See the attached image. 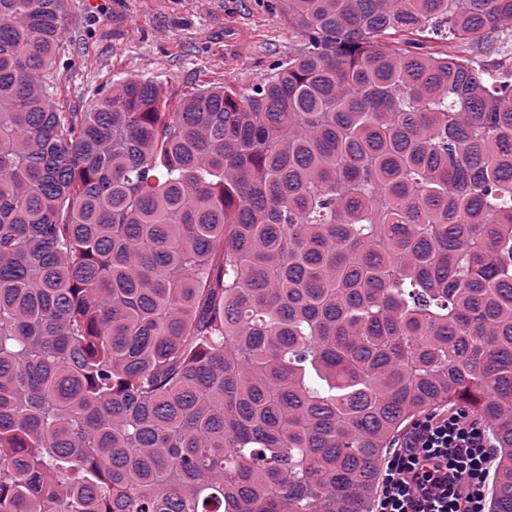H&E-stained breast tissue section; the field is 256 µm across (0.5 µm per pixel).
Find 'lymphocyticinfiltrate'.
<instances>
[{"instance_id":"obj_1","label":"lymphocytic infiltrate","mask_w":512,"mask_h":512,"mask_svg":"<svg viewBox=\"0 0 512 512\" xmlns=\"http://www.w3.org/2000/svg\"><path fill=\"white\" fill-rule=\"evenodd\" d=\"M494 460L486 425L466 409L428 413L381 461L374 512H486Z\"/></svg>"}]
</instances>
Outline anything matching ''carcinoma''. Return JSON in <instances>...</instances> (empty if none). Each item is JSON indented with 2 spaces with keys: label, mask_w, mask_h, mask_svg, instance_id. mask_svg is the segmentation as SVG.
<instances>
[{
  "label": "carcinoma",
  "mask_w": 512,
  "mask_h": 512,
  "mask_svg": "<svg viewBox=\"0 0 512 512\" xmlns=\"http://www.w3.org/2000/svg\"><path fill=\"white\" fill-rule=\"evenodd\" d=\"M279 6L246 92L63 112L62 0H0V512H372L460 404L512 512V0Z\"/></svg>",
  "instance_id": "obj_1"
}]
</instances>
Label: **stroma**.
<instances>
[{"label":"stroma","instance_id":"stroma-1","mask_svg":"<svg viewBox=\"0 0 512 512\" xmlns=\"http://www.w3.org/2000/svg\"><path fill=\"white\" fill-rule=\"evenodd\" d=\"M275 0H65L63 111H85L120 77L168 79L176 99L209 86L247 90L303 37Z\"/></svg>","mask_w":512,"mask_h":512}]
</instances>
